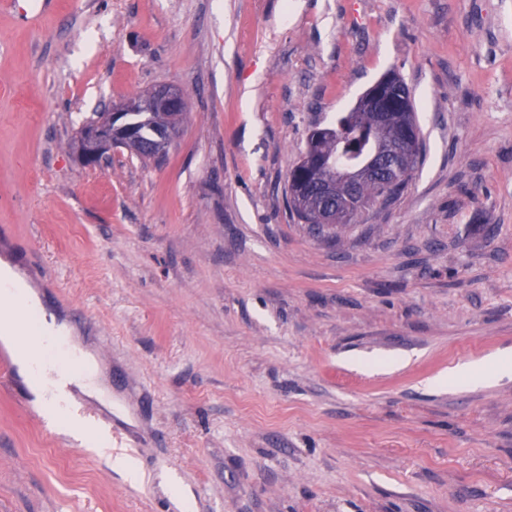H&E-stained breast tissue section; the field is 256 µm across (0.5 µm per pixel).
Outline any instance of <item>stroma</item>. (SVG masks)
I'll use <instances>...</instances> for the list:
<instances>
[{
	"instance_id": "1",
	"label": "stroma",
	"mask_w": 512,
	"mask_h": 512,
	"mask_svg": "<svg viewBox=\"0 0 512 512\" xmlns=\"http://www.w3.org/2000/svg\"><path fill=\"white\" fill-rule=\"evenodd\" d=\"M389 73L421 163L318 238L288 173ZM161 83L165 161H79L86 117ZM4 253L55 271L140 478L0 378V512H512V380L448 377L512 353V0L0 6Z\"/></svg>"
}]
</instances>
